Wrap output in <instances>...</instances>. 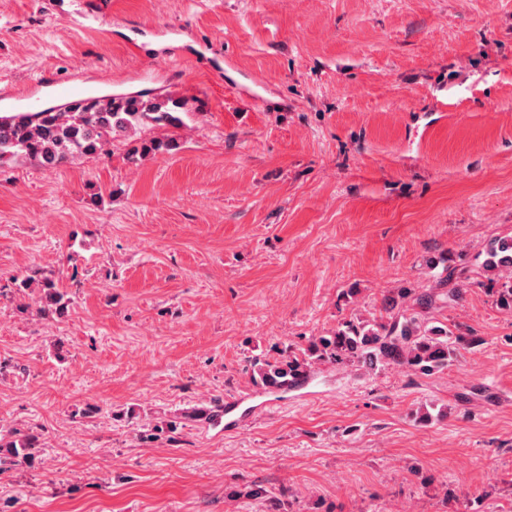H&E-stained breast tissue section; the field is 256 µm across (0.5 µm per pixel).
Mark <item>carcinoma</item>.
Wrapping results in <instances>:
<instances>
[{
    "label": "carcinoma",
    "mask_w": 512,
    "mask_h": 512,
    "mask_svg": "<svg viewBox=\"0 0 512 512\" xmlns=\"http://www.w3.org/2000/svg\"><path fill=\"white\" fill-rule=\"evenodd\" d=\"M182 107L168 96L142 92L89 96L38 112L0 115V162L28 158L54 169L77 155L102 152L116 138L149 127H178ZM485 266L506 273V281L496 289L497 302L512 308V237L490 245ZM42 288L50 311L62 314L66 303L55 281L44 279ZM435 298L433 292L400 288L397 298L384 301L385 314L378 320L353 317L340 322L333 334L313 338L297 353L273 361L254 359L253 380L271 392H286L306 383L322 364L393 365L426 375L441 372L456 356L455 342L448 329L427 325L415 311L431 307Z\"/></svg>",
    "instance_id": "cac0c4a2"
}]
</instances>
